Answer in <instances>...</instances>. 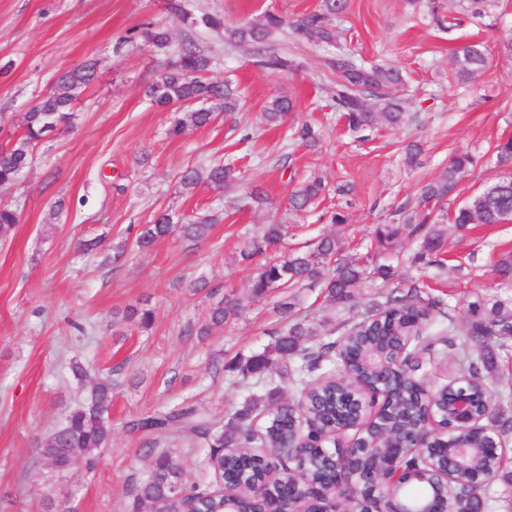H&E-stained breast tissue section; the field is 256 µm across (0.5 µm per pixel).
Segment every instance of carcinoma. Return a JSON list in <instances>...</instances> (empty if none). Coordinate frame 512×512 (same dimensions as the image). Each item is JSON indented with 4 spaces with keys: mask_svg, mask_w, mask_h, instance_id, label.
Wrapping results in <instances>:
<instances>
[{
    "mask_svg": "<svg viewBox=\"0 0 512 512\" xmlns=\"http://www.w3.org/2000/svg\"><path fill=\"white\" fill-rule=\"evenodd\" d=\"M428 23L442 30L453 31L461 26L463 17L483 18L487 0H463L462 16H445L438 0H425ZM349 8L348 0H321L318 9L296 19L268 12L259 22L225 30L226 39L233 45L247 50L257 58V64L267 70H288V53L280 47L277 35L292 29L300 38L314 45H331L336 38L335 22ZM145 38L159 49L173 48L176 60L148 88L150 100L163 107L218 101L225 113L237 110L236 90L228 82L205 79L211 59L196 44L194 38L182 39L171 46L170 35L165 30L145 31ZM455 75L463 82H472L486 62V48L480 42H468L453 51ZM323 68L330 75L327 93L336 111L342 113L348 129L357 139L366 138L365 132L379 127H397L404 120V109L393 91L402 82V74L395 66H367L354 54L342 56L330 53L323 58ZM96 61L83 64L62 73L54 90L24 116L22 135L0 145V186L14 185L29 166L34 147L46 134L58 129L70 119L72 102L94 79ZM381 105L379 111L370 109L369 102ZM294 110L293 101L285 96L274 98L266 107L263 118L269 124L283 120ZM214 113L206 108L187 111L175 110L170 118L169 132L181 135L186 128H201L210 124ZM298 141L306 147L321 142V134L312 125L302 124L295 131ZM423 144L410 142L404 149V163L408 167L420 164ZM476 160L468 152H458L433 180L421 188V209L399 208L393 221L376 230V243L386 250L399 244L405 236L419 228H426L420 247L411 256V263L442 265L439 259L448 229L463 237L472 224H502L512 221V175H505L468 202L454 209L445 210L448 195L459 179ZM240 170L230 163L214 162L205 168L191 167L180 175V184L186 191L200 184L215 189H225L234 184ZM326 184L318 178L299 183L289 196V209L308 212L319 204ZM18 221L15 210L0 205V236H6ZM218 218L205 215L188 222L177 223L167 211L156 214L153 223L144 227L138 237L140 247L148 248L156 240L178 231L192 241L207 237ZM288 234L284 224H268L261 238L252 241L241 253L244 260L262 254L277 246ZM494 273L505 282H512V253L501 256L494 264ZM396 271L390 264L379 263L362 256L349 254L336 238L323 236L311 250L294 253L284 259H269L261 264L250 284V296L261 297L272 288H320L327 300L347 306L354 298V289L366 281L387 285L395 281ZM397 282V281H395ZM244 308L241 300L228 305L218 303L211 308L209 321L220 325L237 317ZM463 320L450 313L448 302L425 291L424 284L413 278H404L390 289L385 304L377 312L353 324L337 337L326 336L306 345L304 341L314 336L304 319L292 320L288 328L273 332L274 340L266 348L238 363L236 369L242 376L263 379L271 374L279 359L290 361V366L276 372L286 376L299 388L300 396L314 406L317 426L307 423V412L298 402H284L271 389L264 395L249 393L232 411L227 422L220 423L194 406L170 412L158 411L141 419L137 427L148 432L180 433L185 437H198L206 442L208 453L203 464L208 468H221L227 479L245 469L250 478L242 481L237 495L205 499L202 508L209 512H255L257 503L252 497L250 481L265 480L269 490L279 494V480L292 477L304 485L327 482L331 474L316 448L329 444V432L340 418L344 404L341 379L351 373L364 380H372L393 390L395 403L404 404L410 399V385L403 383L402 375L416 378L426 376L423 354L449 356L455 361L456 378L468 388L473 398L474 415H483L482 399L492 397L488 378L497 371L499 352L512 358V304L491 302L475 292L465 301ZM436 331L429 332L430 327ZM112 402V382L94 383L87 400L71 411L62 426L55 431L40 449V462L54 471L63 461V453L86 459L104 446L112 434L108 410ZM267 409L265 431L253 428V413L260 407ZM493 436L474 427L448 438L441 447L448 448V456H456L457 449L465 448V464L476 475L490 472L493 481L512 486V472L503 471L498 458L487 453L491 439L498 441L512 434V412L508 396L499 395L493 403ZM412 420L398 410L389 411L383 418V433L370 451L376 453L398 441ZM279 449L264 458L254 451L255 444ZM427 450L413 451L401 462L404 470L416 473L420 481L410 488L411 495L424 496L432 489L434 476L426 460ZM490 486L473 483L455 486L451 500L458 512H491L496 500L489 496ZM179 492L187 499L200 496L202 489L190 484L184 476L183 466L171 451L154 454L150 472L139 485L133 512L147 502L169 500ZM352 506L359 512H384L385 504L361 493L352 492Z\"/></svg>",
    "mask_w": 512,
    "mask_h": 512,
    "instance_id": "carcinoma-1",
    "label": "carcinoma"
}]
</instances>
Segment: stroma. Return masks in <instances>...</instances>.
<instances>
[{
  "mask_svg": "<svg viewBox=\"0 0 512 512\" xmlns=\"http://www.w3.org/2000/svg\"><path fill=\"white\" fill-rule=\"evenodd\" d=\"M193 17L220 16L225 29L259 20L272 11L291 17L320 0H187ZM170 0H0V143L22 131L25 112L48 93L56 76L81 60L97 62L93 83L73 103L70 125L35 147L33 161L0 203L19 220L0 237V512H132L135 489L154 453L176 454L187 480L216 487L205 468L204 440L176 434L147 435L137 420L186 404L214 419L266 384L241 378L237 361L261 352L288 317L277 304L285 289L248 300L255 264L240 253L265 225L284 224L282 251H305L325 235L363 256L378 255L399 276L419 279L433 294L459 306L475 291L512 301V284L493 272L512 252V223L477 224L466 236L449 234L443 267L406 261L423 237L378 251L374 233L399 207H416L420 189L447 166L455 151H470L476 165L449 198L463 202L512 173L496 163L499 138L512 135V59L499 44L512 38V0H491L487 17L453 32L423 21L409 0H350L337 22L338 43L369 65H393L404 74L395 93L404 102L400 127L354 140L327 99L318 75L323 49L303 48L292 32L282 39L296 55L297 70L266 71L223 31L193 26L171 13ZM154 25L172 41L192 34L212 58L210 79L236 87L237 112L214 106V120L179 136L168 133L170 111L153 104L146 90L170 52L142 32ZM481 41L488 62L472 83H458L452 50ZM292 98L294 112L281 124L263 122L277 96ZM319 128L315 148L302 147L294 129ZM424 143L419 166L403 161L408 142ZM214 160L235 163L242 178L218 190L202 184L182 192L183 169ZM322 179L329 193L306 214L288 209L299 181ZM350 184V197L336 194ZM264 191L262 210L244 207L253 188ZM346 206L347 223H329L334 207ZM188 219L215 214L206 239L179 234L139 248L136 238L158 210ZM124 245L120 260L113 246ZM375 288L356 290L351 307L326 301L321 289H297V309L320 336L341 335L370 314ZM240 298L241 314L210 325L211 307ZM148 308L154 323L142 329L132 309ZM208 333H201L202 325ZM84 378H76L72 365ZM112 381V436L60 477L38 461L39 450L97 380Z\"/></svg>",
  "mask_w": 512,
  "mask_h": 512,
  "instance_id": "1",
  "label": "stroma"
}]
</instances>
